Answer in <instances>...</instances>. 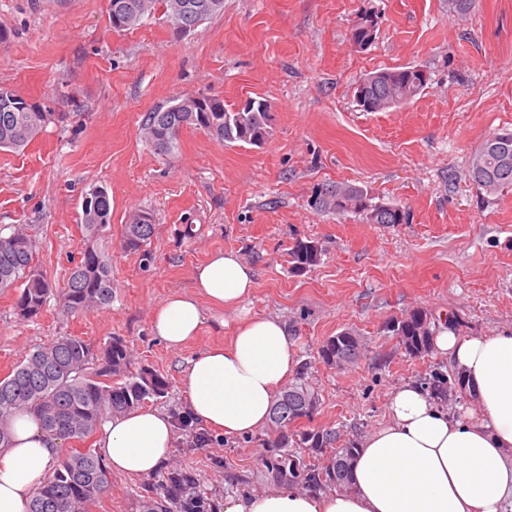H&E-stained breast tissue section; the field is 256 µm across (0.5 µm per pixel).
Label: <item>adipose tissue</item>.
Wrapping results in <instances>:
<instances>
[{"label": "adipose tissue", "instance_id": "ef3b65f1", "mask_svg": "<svg viewBox=\"0 0 512 512\" xmlns=\"http://www.w3.org/2000/svg\"><path fill=\"white\" fill-rule=\"evenodd\" d=\"M192 281L191 291L172 293L154 308L152 330L177 350L205 322L230 323L207 319L205 304L234 313L230 342L189 361L186 409L225 437L254 434L299 370L294 334L280 317L245 316L256 276L236 252H212ZM433 345L465 377L472 407L448 414L420 385L403 382L390 396L388 423L360 446L350 490L253 492L225 498L224 512H512V330L464 338L443 323ZM174 440L171 417L141 407L107 421L97 448L112 472L148 477L168 461ZM58 456V438L33 411L20 412L10 445L0 447V512H28Z\"/></svg>", "mask_w": 512, "mask_h": 512}]
</instances>
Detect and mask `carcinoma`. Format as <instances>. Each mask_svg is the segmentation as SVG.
I'll list each match as a JSON object with an SVG mask.
<instances>
[{
  "label": "carcinoma",
  "mask_w": 512,
  "mask_h": 512,
  "mask_svg": "<svg viewBox=\"0 0 512 512\" xmlns=\"http://www.w3.org/2000/svg\"><path fill=\"white\" fill-rule=\"evenodd\" d=\"M183 0H109L108 16L128 18L120 30L137 26L144 16L163 7L166 21L177 28H193L222 12L204 11L199 15L185 13ZM356 87V101L366 100L373 111L382 112L407 103L420 94L425 85L415 82L414 67L403 66L372 72ZM12 90L0 97V149L19 151L35 140L54 121L64 122L66 116L48 112L37 104L25 107ZM186 98H177L165 107L146 113L142 130L146 142L156 151L169 154L178 147L179 136L186 128L202 129L194 113L185 108ZM219 111L211 113V127L206 133L221 142L259 146L271 135L272 114L268 104L254 108L224 106L214 98ZM469 179L479 189L494 194L512 187V130L502 129L487 138L475 151L469 165ZM95 206L83 210L82 223L92 238L111 224L112 205L108 192L100 189L94 197ZM310 208L320 212L372 211L374 224H407L410 212H398L372 201L363 189L350 184L328 182L317 185L308 200ZM155 234L151 212L140 211V221L124 225L122 247L128 252H141ZM322 255L318 243L297 239L289 250L292 272L297 274L316 266ZM55 290L53 282L36 266L35 245L22 229L0 234V291L14 296V311L24 320H34L42 312ZM59 300L70 313H84L112 302V269L109 260L93 246L83 251L70 269ZM430 312L414 309L396 319L399 327L387 328L398 340L405 354L421 357L432 348L435 321L427 328L404 325L407 320L419 321ZM307 367L301 366L295 381L288 387V400L280 399L273 407V436L262 443L273 448L278 456L271 468L289 474L293 480L308 485L334 484L348 487L352 481V465L359 441L341 439L335 430H304L288 433L290 425L311 419L310 402L318 392L306 380ZM457 380L458 388H466L458 372L450 375L433 369L421 379V387L440 403L448 401V382ZM169 382L157 372L142 367L131 370L130 355L125 342L113 337L98 352L77 336H59L37 347L6 377L0 378V446L10 442L9 425L21 409H31L42 420L45 430L64 440L84 441L106 418L128 412L151 398L168 393ZM307 448L318 454L332 449L327 464L315 467L296 452ZM111 485L110 473L103 460L92 449L74 448L54 469L38 489L30 512H89Z\"/></svg>",
  "instance_id": "1"
}]
</instances>
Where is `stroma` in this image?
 <instances>
[{
  "instance_id": "35a3bbf8",
  "label": "stroma",
  "mask_w": 512,
  "mask_h": 512,
  "mask_svg": "<svg viewBox=\"0 0 512 512\" xmlns=\"http://www.w3.org/2000/svg\"><path fill=\"white\" fill-rule=\"evenodd\" d=\"M108 0H0V86L69 115L47 125L23 152L0 151V231L24 229L39 269L63 285L87 244L82 204L106 188L112 224L96 239L112 266V302L83 314L51 296L35 320H20L0 293V378L34 347L64 335L93 347L125 341L133 367L167 378L149 407L186 408L183 372L201 349L231 329L204 325L178 351L150 330L151 313L192 283L196 266L232 250L255 269L246 308L277 316L295 333L298 356L321 405L302 428L364 438L388 421L393 390L430 370L452 372L447 357L412 358L385 325L415 309L456 314L464 337L512 329V189L489 195L468 179L471 158L498 129L512 128V0H476L466 16L448 0H224L223 11L181 32L152 14L117 32ZM377 11L374 42L356 48L351 27ZM424 69L428 83L410 103L366 112L355 101L360 77L400 66ZM186 93L237 104L266 100L272 132L262 147L223 143L184 129L161 155L141 133L143 116ZM354 184L408 208L406 224H369L353 212L311 209L317 184ZM156 221L151 260L121 248L138 210ZM319 242L320 262L291 271L295 239ZM364 353L337 370L319 357L343 331ZM209 445L177 429L163 470L112 475L92 512H160L169 472H192L215 503L286 486L269 469L265 432Z\"/></svg>"
}]
</instances>
